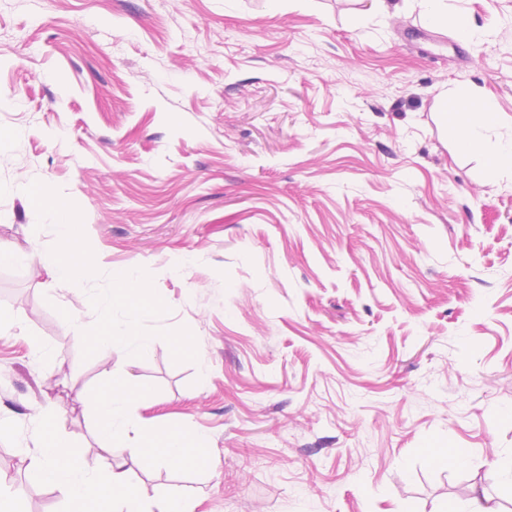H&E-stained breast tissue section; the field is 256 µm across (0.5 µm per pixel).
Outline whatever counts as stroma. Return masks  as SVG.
<instances>
[{
	"label": "stroma",
	"mask_w": 512,
	"mask_h": 512,
	"mask_svg": "<svg viewBox=\"0 0 512 512\" xmlns=\"http://www.w3.org/2000/svg\"><path fill=\"white\" fill-rule=\"evenodd\" d=\"M0 0V475L17 512H63L20 452L56 403L71 444L103 370L138 417L206 435L201 464L148 461L151 501L195 512L501 507L512 463V177L460 155L443 105L512 121V0ZM208 54H198V45ZM83 213L102 276L145 269L207 370L82 357L49 287L53 226L24 188ZM61 362L41 361L30 339ZM84 391L86 402L74 395ZM463 451V465L444 463Z\"/></svg>",
	"instance_id": "1"
}]
</instances>
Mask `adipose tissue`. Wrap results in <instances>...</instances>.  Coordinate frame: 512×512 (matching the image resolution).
Masks as SVG:
<instances>
[{
    "label": "adipose tissue",
    "mask_w": 512,
    "mask_h": 512,
    "mask_svg": "<svg viewBox=\"0 0 512 512\" xmlns=\"http://www.w3.org/2000/svg\"><path fill=\"white\" fill-rule=\"evenodd\" d=\"M446 124L459 127L458 149L484 158V173L495 183L512 174V125L499 128L494 107L478 102L469 117L455 108L443 111ZM136 390L113 371H105L96 399L90 432L100 445L94 462L78 454L64 435L53 403L41 408L43 426L33 447L23 448L30 465L62 497L65 512H193L190 493L175 492L156 502H146L128 474L133 460H150L173 467L191 463L199 433L135 423L132 409Z\"/></svg>",
    "instance_id": "ef3b65f1"
}]
</instances>
